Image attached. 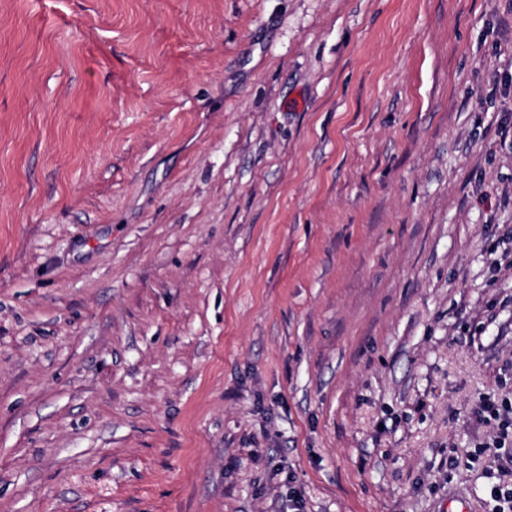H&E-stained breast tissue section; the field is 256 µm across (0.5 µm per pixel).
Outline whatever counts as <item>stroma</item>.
<instances>
[{
  "instance_id": "35a3bbf8",
  "label": "stroma",
  "mask_w": 512,
  "mask_h": 512,
  "mask_svg": "<svg viewBox=\"0 0 512 512\" xmlns=\"http://www.w3.org/2000/svg\"><path fill=\"white\" fill-rule=\"evenodd\" d=\"M512 0H0V512H489Z\"/></svg>"
}]
</instances>
